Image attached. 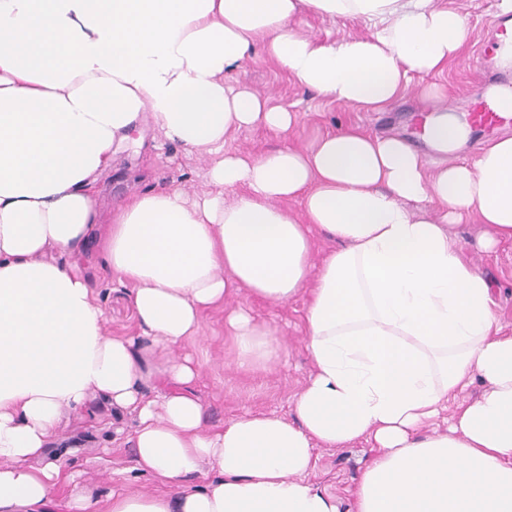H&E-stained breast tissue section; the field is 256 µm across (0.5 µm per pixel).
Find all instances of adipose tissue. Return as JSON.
Masks as SVG:
<instances>
[{
    "label": "adipose tissue",
    "instance_id": "ef3b65f1",
    "mask_svg": "<svg viewBox=\"0 0 512 512\" xmlns=\"http://www.w3.org/2000/svg\"><path fill=\"white\" fill-rule=\"evenodd\" d=\"M307 12L373 31L323 42L303 33ZM467 35L439 0H0V512H46L68 479L52 452L64 420L99 408L134 415L137 468L167 486L104 512H512V334L455 232L472 216L488 244L512 240V135L469 162L449 161L469 129L444 114L423 126L434 159L356 126L302 149H224L231 132L297 123L227 85L255 50L331 103L384 112ZM149 128L204 160L209 192L103 208V178ZM318 232L335 243L319 258ZM93 246L138 335L106 333L78 264ZM242 295L305 299L311 373L294 418L211 425L195 363L167 351ZM224 328L238 368L276 359L245 309ZM360 440L378 453L344 511L307 475L316 447Z\"/></svg>",
    "mask_w": 512,
    "mask_h": 512
}]
</instances>
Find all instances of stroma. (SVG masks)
Masks as SVG:
<instances>
[{
    "label": "stroma",
    "instance_id": "1",
    "mask_svg": "<svg viewBox=\"0 0 512 512\" xmlns=\"http://www.w3.org/2000/svg\"><path fill=\"white\" fill-rule=\"evenodd\" d=\"M442 5L466 16L468 39L459 56L441 73L416 75L412 86L437 87L450 107L451 115L468 122L469 108L485 100L490 87L512 86V68L490 63L478 70L474 61L479 48L496 50V35L501 32L495 16L498 0H440ZM229 84L243 82L264 95H273L298 115L297 127L286 141L308 145L317 135L340 125H357L375 134L401 133L417 144L422 153L430 148L421 139L424 120L433 107L416 96H408L388 112H366L356 107L331 105L290 79L280 66L265 55H257L228 79ZM182 185L190 192L207 191L205 165L188 157L182 148L163 137H155L153 146L141 152L122 154L117 166L102 182L106 203L120 202L125 196L147 188ZM483 225L467 222L456 231L467 256L476 260L491 283L495 312L504 331L512 332V241L499 242L492 249L480 245ZM82 263L92 288L98 293L109 334L133 335L137 324L128 300L129 289L111 278L101 267L96 253H88ZM239 304L249 305L260 320L276 330L278 360L258 371H243L234 364L229 336L224 332V313L216 310L204 314L200 336L177 347L178 355L194 358L201 369L194 387L205 407L209 423L220 424L246 411L275 412L289 417L293 401L310 372L304 349L305 308L302 300L287 303L250 301L239 297ZM62 436L74 443L72 454L62 462L64 470L73 473L78 487L102 500L119 491H160L158 480L141 474L136 468L130 445L117 438L114 429L102 428L90 419L72 420L64 424ZM375 453L371 444L360 443L350 448H324L314 451L315 467L310 481L335 493L341 504H348L350 493L358 482L361 468Z\"/></svg>",
    "mask_w": 512,
    "mask_h": 512
}]
</instances>
